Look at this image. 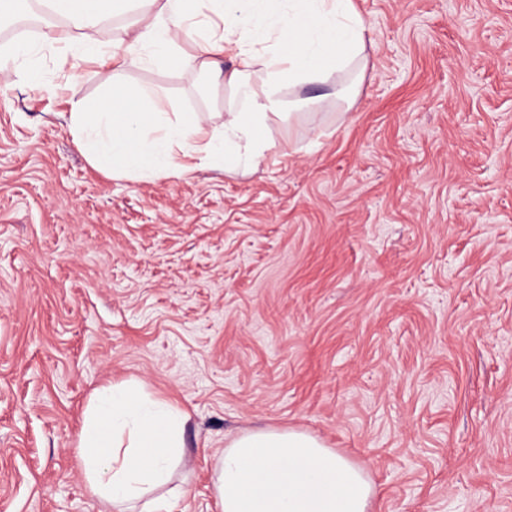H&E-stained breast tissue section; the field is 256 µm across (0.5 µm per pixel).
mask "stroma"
Listing matches in <instances>:
<instances>
[{
  "label": "stroma",
  "mask_w": 512,
  "mask_h": 512,
  "mask_svg": "<svg viewBox=\"0 0 512 512\" xmlns=\"http://www.w3.org/2000/svg\"><path fill=\"white\" fill-rule=\"evenodd\" d=\"M355 5L354 103L296 89L324 104L275 125L255 172L97 170L69 77L213 126L248 97L34 31L0 83V512H106L77 434L122 381L189 415L170 512H219L213 454L266 426L363 466L373 512H512V0Z\"/></svg>",
  "instance_id": "stroma-1"
}]
</instances>
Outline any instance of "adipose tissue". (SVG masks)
<instances>
[{"mask_svg": "<svg viewBox=\"0 0 512 512\" xmlns=\"http://www.w3.org/2000/svg\"><path fill=\"white\" fill-rule=\"evenodd\" d=\"M201 0H49L65 26L47 41L82 60L147 65L173 58L207 73L225 89H240L259 75L261 90L247 110L228 108L219 126L196 116L161 119L146 107L143 88L117 86L95 104L69 91L74 142L97 169L151 179L188 174L224 162L257 170L265 157L269 124L283 117L282 92L332 76L336 96L352 103L366 67L368 25L353 0H289L271 21L279 0H208L222 29L191 35ZM136 17L103 51L93 32L128 8ZM192 41L185 51L184 41ZM231 57L232 67L220 65ZM187 415L171 401L133 384L100 390L78 435L81 468L91 492L112 512H163L156 492L166 487L183 457ZM213 485L221 512H370L374 484L366 471L321 439L295 428L265 427L232 437L213 458Z\"/></svg>", "mask_w": 512, "mask_h": 512, "instance_id": "1", "label": "adipose tissue"}]
</instances>
